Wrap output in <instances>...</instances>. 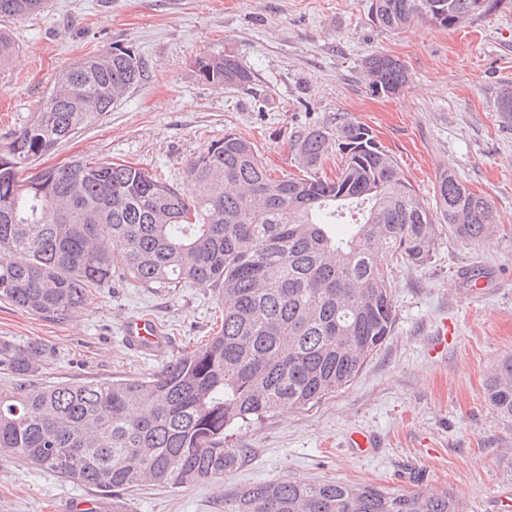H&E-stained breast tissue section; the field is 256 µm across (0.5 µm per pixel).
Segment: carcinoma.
<instances>
[{"mask_svg": "<svg viewBox=\"0 0 512 512\" xmlns=\"http://www.w3.org/2000/svg\"><path fill=\"white\" fill-rule=\"evenodd\" d=\"M475 0H372L384 31L416 22L453 28L494 10ZM46 0H0V20H21ZM17 45L0 28V72ZM207 83L244 87L235 55L200 56ZM371 91L408 83L400 60H364ZM145 76L122 48L63 67L28 123L0 147V299L65 317L118 279L144 288L213 286L220 329L162 371L111 381L39 386L42 348L0 344L12 382L0 388V457L16 458L112 494L143 483L171 489L224 476L242 449L229 430L282 407L316 404L352 382L393 330L390 259L430 260L439 226L470 244L490 236L491 202L454 174L435 185L436 213L364 123L348 118L298 136L300 174H273L237 133L213 140L188 163V189L133 164L77 156L33 163L96 123ZM512 122V88L497 99ZM336 157V175L324 162ZM349 224L337 237L332 226ZM122 263L115 264V257ZM490 408L512 423V354L485 383ZM224 512H464L448 490L396 492L341 482L271 480L224 496Z\"/></svg>", "mask_w": 512, "mask_h": 512, "instance_id": "carcinoma-1", "label": "carcinoma"}]
</instances>
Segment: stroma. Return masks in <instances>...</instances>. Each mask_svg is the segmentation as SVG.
<instances>
[{
  "instance_id": "1",
  "label": "stroma",
  "mask_w": 512,
  "mask_h": 512,
  "mask_svg": "<svg viewBox=\"0 0 512 512\" xmlns=\"http://www.w3.org/2000/svg\"><path fill=\"white\" fill-rule=\"evenodd\" d=\"M371 2L47 0L43 11L9 24L18 53L0 75V146L28 122L59 69L81 56L124 45L148 69L125 101L38 167L89 155L178 183L200 149L233 132L274 171L294 174L295 136L344 115L372 129L427 206L448 170L496 215L486 241L444 231L428 264L394 266L392 334L347 387L233 428L225 445L244 454L223 478L178 490L138 487L125 494L130 512H224L225 493L275 479L445 489L465 512H512V424L484 400L485 379L512 353V123L496 104L512 87V0L458 28L416 23L398 34L376 25ZM224 52L251 72L250 86L200 79L195 59ZM372 52L406 66L400 93L371 92L363 59ZM134 316L162 326L166 352L126 345L123 325ZM220 323L216 291L197 283L116 282L54 320L0 300V343L43 348L34 374L42 386L157 373ZM356 430L375 435L371 453L348 448ZM103 500L77 480L0 458V512H69Z\"/></svg>"
}]
</instances>
